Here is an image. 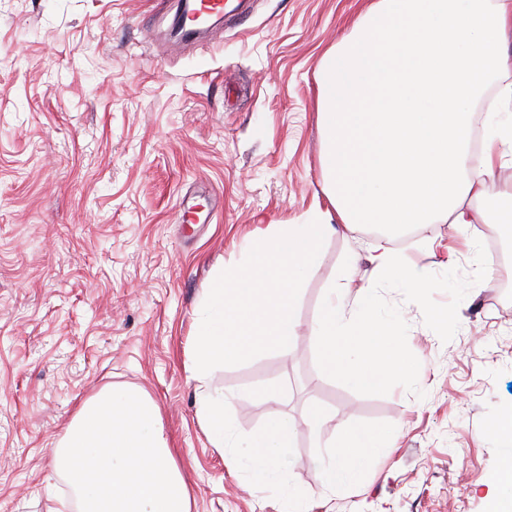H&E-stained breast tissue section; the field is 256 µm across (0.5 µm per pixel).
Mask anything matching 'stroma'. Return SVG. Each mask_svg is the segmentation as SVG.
I'll return each instance as SVG.
<instances>
[{
    "mask_svg": "<svg viewBox=\"0 0 512 512\" xmlns=\"http://www.w3.org/2000/svg\"><path fill=\"white\" fill-rule=\"evenodd\" d=\"M369 2L226 0L223 21L185 41L171 35L178 0H0V512H78L54 448L112 387L157 404L192 512H286L292 485L307 512H489L502 495L489 425L512 411V267L492 251L449 342L384 294L409 325L420 399L364 396L320 371L321 294L350 256L372 284L373 232L325 244L296 304V353L262 351L208 381L237 445L270 409L294 420V464L274 486H251L198 417L205 290L259 232L328 208L320 61ZM494 230L420 224L391 244L409 267L468 277ZM313 405L330 416L318 435ZM353 427L392 445L358 486L324 491L325 447Z\"/></svg>",
    "mask_w": 512,
    "mask_h": 512,
    "instance_id": "obj_1",
    "label": "stroma"
}]
</instances>
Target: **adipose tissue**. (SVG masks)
<instances>
[{"instance_id": "1", "label": "adipose tissue", "mask_w": 512, "mask_h": 512, "mask_svg": "<svg viewBox=\"0 0 512 512\" xmlns=\"http://www.w3.org/2000/svg\"><path fill=\"white\" fill-rule=\"evenodd\" d=\"M322 65L323 192L338 221L314 208L217 276L195 330L197 382L259 351L296 349L301 281L339 230L368 225L389 235L417 224L491 221L477 202L497 169L512 167V121L499 112L512 105V0H375ZM479 102L484 134L475 149ZM372 261L377 280L406 281L419 295L431 287L385 238ZM293 431L287 414L269 412L251 443L255 485L270 483L291 460ZM382 446L378 432L346 429L329 455L326 487L354 483Z\"/></svg>"}]
</instances>
